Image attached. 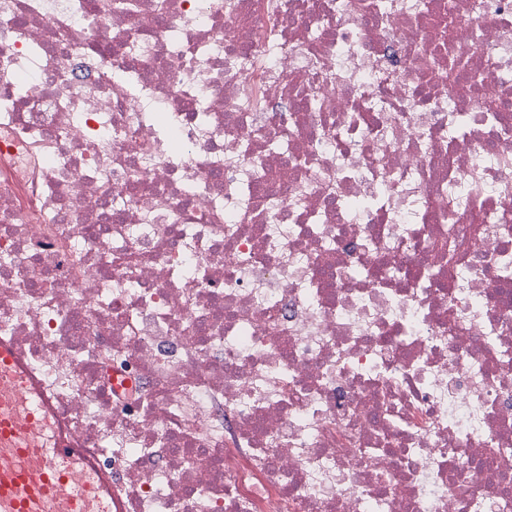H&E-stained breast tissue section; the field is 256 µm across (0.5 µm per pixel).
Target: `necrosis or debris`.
<instances>
[{
	"label": "necrosis or debris",
	"instance_id": "obj_1",
	"mask_svg": "<svg viewBox=\"0 0 512 512\" xmlns=\"http://www.w3.org/2000/svg\"><path fill=\"white\" fill-rule=\"evenodd\" d=\"M130 2L0 0V340L122 512H512V0Z\"/></svg>",
	"mask_w": 512,
	"mask_h": 512
}]
</instances>
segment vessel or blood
I'll use <instances>...</instances> for the list:
<instances>
[{
    "label": "vessel or blood",
    "instance_id": "vessel-or-blood-1",
    "mask_svg": "<svg viewBox=\"0 0 512 512\" xmlns=\"http://www.w3.org/2000/svg\"><path fill=\"white\" fill-rule=\"evenodd\" d=\"M0 512H115L112 477L99 471L85 448L56 431L51 445L41 441L49 404L41 385L12 346L0 342ZM28 394L25 413L14 410L8 389Z\"/></svg>",
    "mask_w": 512,
    "mask_h": 512
}]
</instances>
